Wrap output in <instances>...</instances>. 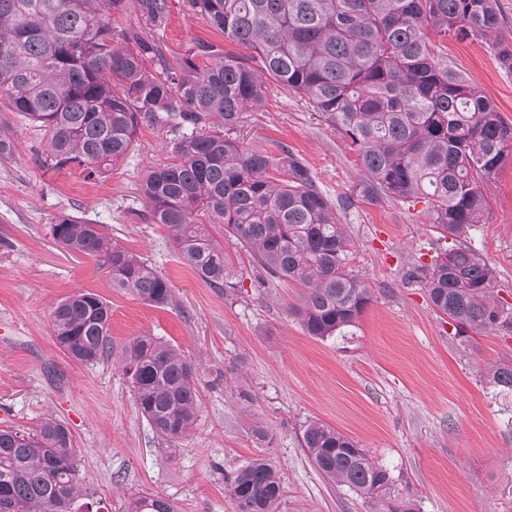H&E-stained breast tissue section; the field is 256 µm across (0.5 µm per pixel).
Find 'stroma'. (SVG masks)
<instances>
[{"label": "stroma", "mask_w": 512, "mask_h": 512, "mask_svg": "<svg viewBox=\"0 0 512 512\" xmlns=\"http://www.w3.org/2000/svg\"><path fill=\"white\" fill-rule=\"evenodd\" d=\"M157 38L167 57L198 43L227 49L223 34L185 0H169ZM448 64L478 85L512 125V74L483 40H449ZM0 123L15 141L0 159V425L35 428L51 415L69 427L88 487L104 512L135 493L169 498L177 512H234L224 472L269 456L283 481L282 512H374L346 486L323 477L303 446L307 420L319 419L356 440L393 476L391 496L415 512H512V393H498L485 372L512 363V333L455 337L413 270L430 263L441 241L425 204L358 203L340 217L354 238L353 264L373 292L357 334L344 344L304 334L291 311L300 289L268 281L225 239L243 280L230 295L184 263L166 230L135 214L149 166L165 160L176 132L144 125L109 177L85 179L57 166L47 135L6 105ZM246 147L288 146L337 198L364 176L356 154L319 121L307 98L270 84L267 105L245 128ZM487 211L466 240L491 263L512 304V157L485 187ZM106 225L169 282L172 304L156 308L112 287L98 258L75 253L50 232L56 216ZM112 307L114 349L150 333L177 345L196 366L201 412L181 449L165 450L138 412L117 357L81 364L56 345L51 306L76 291ZM269 443L251 437L255 422Z\"/></svg>", "instance_id": "stroma-1"}]
</instances>
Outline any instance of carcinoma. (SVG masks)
Wrapping results in <instances>:
<instances>
[{
	"label": "carcinoma",
	"instance_id": "cac0c4a2",
	"mask_svg": "<svg viewBox=\"0 0 512 512\" xmlns=\"http://www.w3.org/2000/svg\"><path fill=\"white\" fill-rule=\"evenodd\" d=\"M245 53L203 46L172 65L155 36L116 31L133 8L158 31L168 0H0V97L42 127L55 164L75 163L101 179L133 145L142 124L181 132L166 161L140 186L142 219L161 224L206 283L242 292L213 229L234 238L275 281L305 288L294 315L325 340L354 336L372 290L351 265L354 241L337 209L425 200L448 248L416 267L436 311L455 335L512 332V306L495 294L496 269L461 241L486 213L481 188L507 159L512 127L495 105L448 66L445 44L486 39L501 23L498 0H187ZM512 73V42L492 41ZM207 62L200 65L197 59ZM306 96L318 118L356 148L366 177L336 201L286 147L251 150L241 130L265 104L268 81ZM68 249L102 257L112 287L155 307L173 302L167 279L105 232L70 214L51 224ZM112 309L79 291L53 304L56 345L73 360L112 356ZM120 364L134 404L160 442L177 449L199 420L197 369L175 345L143 334ZM512 393V366L487 371ZM303 442L326 478L378 503L389 470L331 425L305 423ZM235 512H279L278 468L263 455L224 474ZM69 429L54 418L34 429L0 428V512H92ZM123 512H175L166 499L133 494Z\"/></svg>",
	"mask_w": 512,
	"mask_h": 512
}]
</instances>
